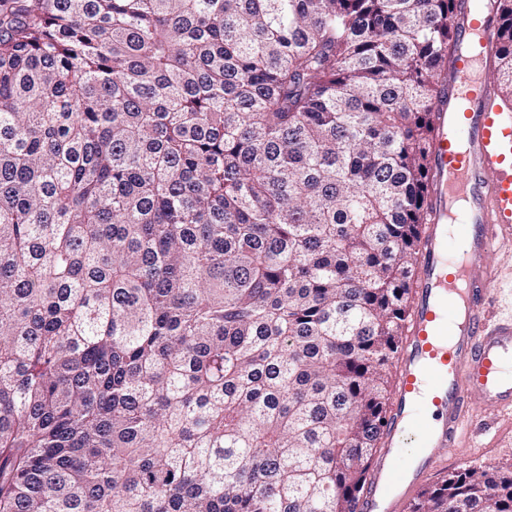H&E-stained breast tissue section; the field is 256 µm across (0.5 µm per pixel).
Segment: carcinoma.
I'll return each instance as SVG.
<instances>
[{
    "mask_svg": "<svg viewBox=\"0 0 512 512\" xmlns=\"http://www.w3.org/2000/svg\"><path fill=\"white\" fill-rule=\"evenodd\" d=\"M458 3L0 0V512H356Z\"/></svg>",
    "mask_w": 512,
    "mask_h": 512,
    "instance_id": "obj_1",
    "label": "carcinoma"
}]
</instances>
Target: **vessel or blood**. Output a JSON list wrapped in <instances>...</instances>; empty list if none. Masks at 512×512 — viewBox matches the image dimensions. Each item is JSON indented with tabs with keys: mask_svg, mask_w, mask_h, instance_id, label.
Returning <instances> with one entry per match:
<instances>
[{
	"mask_svg": "<svg viewBox=\"0 0 512 512\" xmlns=\"http://www.w3.org/2000/svg\"><path fill=\"white\" fill-rule=\"evenodd\" d=\"M488 8L460 9L463 41L433 115L428 222L419 244L413 304L396 363L384 451L371 465L357 512H402L438 466V449L460 448L474 402L512 419V319L486 312L495 292L492 254L512 248V102L484 78L498 50ZM420 448L400 463L412 439Z\"/></svg>",
	"mask_w": 512,
	"mask_h": 512,
	"instance_id": "b4317fda",
	"label": "vessel or blood"
}]
</instances>
